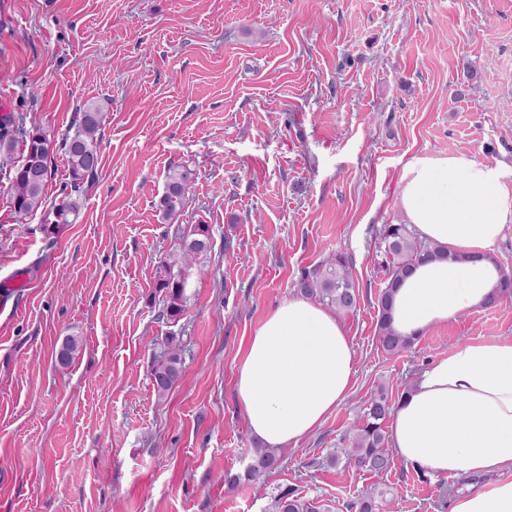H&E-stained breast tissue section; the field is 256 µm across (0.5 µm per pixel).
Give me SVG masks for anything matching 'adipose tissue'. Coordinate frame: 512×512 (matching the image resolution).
Wrapping results in <instances>:
<instances>
[{
    "instance_id": "ef3b65f1",
    "label": "adipose tissue",
    "mask_w": 512,
    "mask_h": 512,
    "mask_svg": "<svg viewBox=\"0 0 512 512\" xmlns=\"http://www.w3.org/2000/svg\"><path fill=\"white\" fill-rule=\"evenodd\" d=\"M406 223L450 256L419 266L393 295L394 329L417 337L485 307L501 274L491 252L512 223L499 168L464 154L408 164ZM355 355L335 314L290 299L253 331L236 378L251 436L271 448L315 433L351 389ZM393 452L425 474L496 480L455 497L452 512H512V340L476 341L431 364L390 417Z\"/></svg>"
}]
</instances>
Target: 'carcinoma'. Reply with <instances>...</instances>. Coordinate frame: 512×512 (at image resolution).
Returning a JSON list of instances; mask_svg holds the SVG:
<instances>
[{"label":"carcinoma","instance_id":"1","mask_svg":"<svg viewBox=\"0 0 512 512\" xmlns=\"http://www.w3.org/2000/svg\"><path fill=\"white\" fill-rule=\"evenodd\" d=\"M102 112L93 104L79 110L74 132L57 143L36 121L26 123V118L6 115L0 118V153L10 158L19 153V163L10 167L7 175L8 194L14 212L26 216L43 206L45 190L52 179V159L56 149L67 157L70 181L63 185L60 197L52 207L54 220L43 226L46 237L56 233L61 224L75 223L81 212L80 199L85 184L94 180L99 165ZM196 172L190 165L181 163L167 168L165 186L156 202V209L162 220H179L191 202L190 193L194 186ZM387 242L386 286L378 295L379 318L377 339L384 351L398 354L410 348L414 339L399 334L392 327V298L404 279L420 263L434 258H448L450 254L441 246L421 240L406 224H387L384 228ZM212 249L210 226L200 221L189 234L181 238L179 251L171 255V261L164 262L168 276L159 283V289L166 294L167 305L160 316L175 318L183 311L182 298L184 281L171 273L172 267L190 266ZM300 293L332 307L339 314H346L356 305V289L350 273L349 261L338 254L324 264L306 273L298 282ZM80 342L75 336L66 337L55 358L62 360L60 368H69L79 352ZM180 354L170 350L165 358L152 366L151 377L158 395H166L180 377ZM395 407L384 388L374 392L363 409L359 424L349 431L350 448L345 450L346 460L368 471L382 472L389 468V436L385 422ZM278 461L275 449L256 448L253 461L245 474L224 476L230 485L250 479L260 471L275 468ZM390 494L387 489L374 488L349 504L352 512H380V505L387 503ZM277 512H330L322 505L287 491L277 499Z\"/></svg>","mask_w":512,"mask_h":512}]
</instances>
